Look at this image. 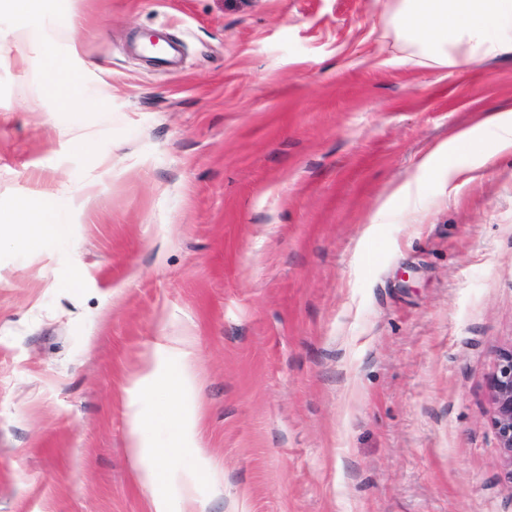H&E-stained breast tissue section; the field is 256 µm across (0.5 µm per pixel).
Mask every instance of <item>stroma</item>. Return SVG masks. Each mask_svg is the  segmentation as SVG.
Here are the masks:
<instances>
[{"mask_svg": "<svg viewBox=\"0 0 512 512\" xmlns=\"http://www.w3.org/2000/svg\"><path fill=\"white\" fill-rule=\"evenodd\" d=\"M39 26L0 13V212L64 200L57 239L0 246V512H149L129 390L187 353L202 454L157 493L512 512V152L453 144L512 108V56L419 64L380 0H55ZM491 424L503 466L512 478V351L499 355L489 386Z\"/></svg>", "mask_w": 512, "mask_h": 512, "instance_id": "stroma-1", "label": "stroma"}]
</instances>
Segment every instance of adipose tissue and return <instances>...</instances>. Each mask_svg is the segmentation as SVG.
Here are the masks:
<instances>
[{
    "label": "adipose tissue",
    "mask_w": 512,
    "mask_h": 512,
    "mask_svg": "<svg viewBox=\"0 0 512 512\" xmlns=\"http://www.w3.org/2000/svg\"><path fill=\"white\" fill-rule=\"evenodd\" d=\"M394 32L417 46L422 58L436 65L473 67L488 58L512 55V0H385ZM486 148H479V141ZM455 143L471 147L484 163L502 151H512V113L493 112L484 120L481 133L467 130ZM59 227L51 208L20 200L9 217L0 219V244L37 245L57 236ZM138 393L129 404L132 431L128 452L142 486L150 491L151 512H195L191 493L171 500L154 492L162 475L150 457L172 455L169 447H157L147 431L151 422H169L186 448L197 445L199 415L192 402L197 392L193 359H185L181 371L164 376L157 359H147L134 382ZM171 391V398L150 403L151 394Z\"/></svg>",
    "instance_id": "obj_1"
}]
</instances>
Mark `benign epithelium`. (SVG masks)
<instances>
[{
  "label": "benign epithelium",
  "instance_id": "1",
  "mask_svg": "<svg viewBox=\"0 0 512 512\" xmlns=\"http://www.w3.org/2000/svg\"><path fill=\"white\" fill-rule=\"evenodd\" d=\"M491 424L503 466L512 476V351L499 355L489 386Z\"/></svg>",
  "mask_w": 512,
  "mask_h": 512
}]
</instances>
